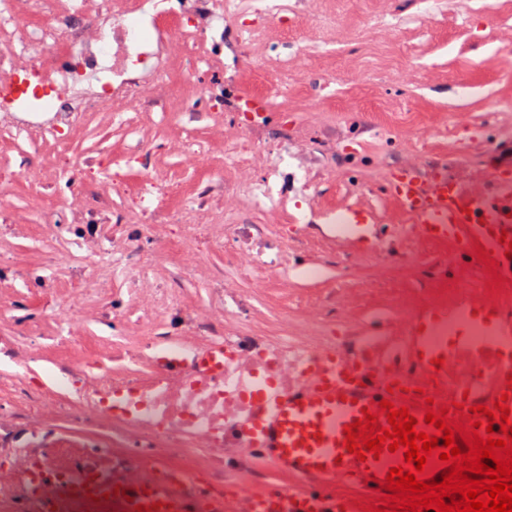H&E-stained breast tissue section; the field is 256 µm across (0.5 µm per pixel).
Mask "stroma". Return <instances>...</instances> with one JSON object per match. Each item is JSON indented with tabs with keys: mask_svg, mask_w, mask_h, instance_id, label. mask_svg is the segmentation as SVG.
Wrapping results in <instances>:
<instances>
[{
	"mask_svg": "<svg viewBox=\"0 0 512 512\" xmlns=\"http://www.w3.org/2000/svg\"><path fill=\"white\" fill-rule=\"evenodd\" d=\"M239 23L260 27L262 42L242 54H227L224 68L196 67L197 85L231 93L227 110L210 118L189 124L178 113L156 109L126 113L118 122L109 113H95L81 121L62 152L52 137L35 139L0 129V203L5 206L0 232L14 245L8 254L9 287H29L26 272L32 268L58 288L87 279L115 290L126 285L123 277L113 276L109 261L85 269V249L75 235L61 246L37 233L51 213L63 214L69 225L88 219L76 200L81 173L63 167L62 157L96 160L97 177L135 183L141 173L122 157V148L138 143L155 147L156 174L176 191L157 202L153 223H173L179 208L187 223L222 224L227 220L222 210L203 215L183 210L181 188L202 175L183 165L180 151L190 145L224 168V144L216 127L246 122L250 100L264 101L267 123L274 128L291 120L333 121L345 112H434L447 117L460 141L466 138L460 118L512 113V49L500 48L512 33V10L498 0H320L318 13L309 18L244 15ZM24 152L42 160L35 178L15 167ZM340 278L350 281L354 275L331 270L309 281L296 267L271 282L265 299L277 302L287 292L314 299ZM391 285L392 293L376 302L368 301L366 291L355 294L354 307L363 319L391 316L418 281L408 274Z\"/></svg>",
	"mask_w": 512,
	"mask_h": 512,
	"instance_id": "stroma-1",
	"label": "stroma"
}]
</instances>
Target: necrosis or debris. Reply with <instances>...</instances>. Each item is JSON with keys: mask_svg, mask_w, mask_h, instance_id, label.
Segmentation results:
<instances>
[{"mask_svg": "<svg viewBox=\"0 0 512 512\" xmlns=\"http://www.w3.org/2000/svg\"><path fill=\"white\" fill-rule=\"evenodd\" d=\"M309 0H0V112L16 114L20 132L63 136L84 115L165 107L161 89L180 55L217 63L218 46L233 35L251 46L252 30L228 31L227 18L252 12L270 18L302 14ZM234 141L248 153L234 179L212 174L191 192L194 210L220 204L231 221L182 224L157 235L154 225L131 224L112 209V193L97 178L79 184L86 210L107 224L46 222L40 232H62L95 242L97 253L121 267L124 293L108 288H32L0 297V512H125L121 501H92L72 493L69 480L92 468L133 487L157 485L215 512H254L257 499L298 480L251 449L249 424L273 396L298 387L322 354L371 363L385 374L417 378L401 337L414 315L401 308L390 328H369L350 315V288L326 289L314 315L297 329L291 312L265 327L256 306L274 276L297 266L316 276L330 266L368 269L375 278L415 270L419 298L445 299L442 268L457 264L456 249L426 262L433 242L412 214L394 201L395 229L373 251L324 250V186L337 181L355 197L386 198L394 173L413 171L460 186L472 200L512 196V114L486 112L464 145L439 146L436 126L415 112H351L346 120L309 132L288 127L280 153L257 142L249 126L234 124ZM132 160L146 180L135 205L151 214L166 183L155 179L153 150L134 146ZM297 213H290L289 202ZM295 225L299 241L253 224L249 213ZM205 230L224 252V274L204 295L186 288H147L152 267L168 262L188 273L199 262L183 248ZM223 346L224 365L211 372L199 358ZM51 361L57 382L32 376L30 364ZM128 397L121 411L109 397ZM41 466L53 478L40 491L28 472Z\"/></svg>", "mask_w": 512, "mask_h": 512, "instance_id": "obj_1", "label": "necrosis or debris"}]
</instances>
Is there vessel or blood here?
Returning <instances> with one entry per match:
<instances>
[{"mask_svg": "<svg viewBox=\"0 0 512 512\" xmlns=\"http://www.w3.org/2000/svg\"><path fill=\"white\" fill-rule=\"evenodd\" d=\"M390 189L410 207L423 236L458 241L459 253L466 256L485 247L492 253L497 273L512 282V257H506L505 243L499 241L503 235L512 241V230L477 223L451 187L437 185L425 192L406 173ZM405 347L418 373L434 374L443 381L448 378L447 365L462 355L483 368L487 376L483 388L442 390L434 396L436 404L464 401L489 406L508 389L512 322L504 321L490 303L463 300L453 309L432 308L413 317ZM438 358L446 364L440 371L434 366ZM390 383L371 366L328 354L315 362L303 386L270 400L251 424L253 446L260 454L278 459L304 487L260 498L255 512H357L356 493L376 494L379 480L401 464L402 456L385 451L376 460H357L343 448L344 427L361 418L363 410L377 411L385 398L394 405L409 406L411 415L424 419V410L407 398L405 388L394 389ZM73 487L84 497L115 490L114 484L96 473L82 474ZM126 494L133 504L156 505L157 512H183L180 503L154 487L130 488Z\"/></svg>", "mask_w": 512, "mask_h": 512, "instance_id": "vessel-or-blood-1", "label": "vessel or blood"}]
</instances>
